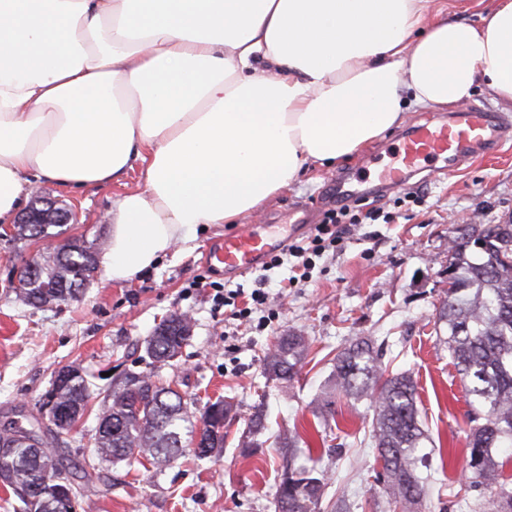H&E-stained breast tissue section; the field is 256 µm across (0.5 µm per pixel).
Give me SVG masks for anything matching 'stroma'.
Instances as JSON below:
<instances>
[{"label": "stroma", "mask_w": 512, "mask_h": 512, "mask_svg": "<svg viewBox=\"0 0 512 512\" xmlns=\"http://www.w3.org/2000/svg\"><path fill=\"white\" fill-rule=\"evenodd\" d=\"M393 127L332 167L303 169L259 212L236 224H207L196 237L170 249L134 280L108 281L96 272L78 299L35 308L18 299L15 274L42 250L40 243L0 237V426L28 425L40 414V400L60 368H79L91 393L89 411L59 447L81 466L92 453L100 405L112 386L130 374L152 369L145 341L173 313L190 316L192 335L164 380L192 403L201 417L207 403L224 399L234 410L224 424V446L208 457L193 453L160 464L98 462L101 473L80 499L77 512H276L275 494L283 474L271 436L297 431L305 450L301 464L316 467L327 481L320 512H333L338 494L352 512H394L371 487L379 463L367 438L373 409L337 394L334 426L321 416L320 401L338 351L361 337L396 356L400 370L417 384V407L425 429L441 448L445 470L417 512H474L487 491L466 477L467 434L471 427L463 384L435 332V313L448 292V246L463 220L512 223V140L496 154L477 158L453 174L428 171L383 195L349 200L352 213L379 207L391 221L363 223L339 248L316 261L312 279L285 288L278 322L261 330L225 322L208 292L193 289L208 270V248L239 228L278 225L287 231L297 206L324 215L322 200L337 173L364 171L366 161L387 164L400 134ZM142 163L120 179L73 192L53 184L43 194L74 207L72 237L107 238V213L123 194L144 189ZM294 332L308 336L313 350L294 380L264 373L276 339ZM264 406L266 443L243 448L239 440L257 406Z\"/></svg>", "instance_id": "1"}]
</instances>
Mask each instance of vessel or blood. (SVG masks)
<instances>
[{
    "label": "vessel or blood",
    "mask_w": 512,
    "mask_h": 512,
    "mask_svg": "<svg viewBox=\"0 0 512 512\" xmlns=\"http://www.w3.org/2000/svg\"><path fill=\"white\" fill-rule=\"evenodd\" d=\"M509 139H512V123L497 113L475 107L450 114L447 120L438 123H417L400 138L393 150L394 162L381 181L392 187L402 186L411 171L424 170L438 161L446 163L453 172L475 154L495 153ZM311 219V211L302 210L284 238L271 233L261 235L251 229L225 237L209 250L206 262L213 270L223 272L225 278L239 277L281 251L288 236L303 232Z\"/></svg>",
    "instance_id": "obj_1"
}]
</instances>
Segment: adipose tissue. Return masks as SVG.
<instances>
[{
	"label": "adipose tissue",
	"mask_w": 512,
	"mask_h": 512,
	"mask_svg": "<svg viewBox=\"0 0 512 512\" xmlns=\"http://www.w3.org/2000/svg\"><path fill=\"white\" fill-rule=\"evenodd\" d=\"M429 0H0V223L33 187L102 185L108 279L134 280L202 224H233L309 165L483 86L512 104V0L479 22Z\"/></svg>",
	"instance_id": "1"
}]
</instances>
